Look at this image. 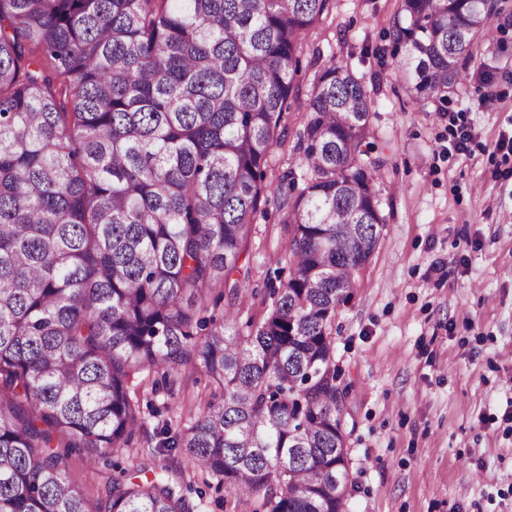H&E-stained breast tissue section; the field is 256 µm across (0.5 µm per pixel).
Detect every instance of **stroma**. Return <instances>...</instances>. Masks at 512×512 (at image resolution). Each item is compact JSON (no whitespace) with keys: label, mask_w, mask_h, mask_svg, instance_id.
Returning a JSON list of instances; mask_svg holds the SVG:
<instances>
[{"label":"stroma","mask_w":512,"mask_h":512,"mask_svg":"<svg viewBox=\"0 0 512 512\" xmlns=\"http://www.w3.org/2000/svg\"><path fill=\"white\" fill-rule=\"evenodd\" d=\"M400 0H331L304 36L299 91L287 101L283 138L266 182L299 168L308 90L330 57L366 78L371 127L386 145L378 174L385 227L332 320L334 357L350 386L348 457L359 490L349 512H512V0H497L494 34L468 65L469 83L445 105L410 100L391 53ZM495 100L481 102L482 93ZM464 150H457V142ZM293 227L267 206L239 261L238 325L261 320L268 288L288 273ZM191 372L172 398L140 391L142 405L169 403L186 422L209 398ZM157 420L146 416L128 449L88 460L65 455L93 501L146 454Z\"/></svg>","instance_id":"1"}]
</instances>
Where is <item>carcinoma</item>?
Here are the masks:
<instances>
[{
	"mask_svg": "<svg viewBox=\"0 0 512 512\" xmlns=\"http://www.w3.org/2000/svg\"><path fill=\"white\" fill-rule=\"evenodd\" d=\"M331 0H0V512H189L158 482L94 504L58 448H123L136 388L191 369L214 387L159 418L250 512H349L328 324L384 218L364 78L331 57L308 94L303 172L265 167L298 47ZM496 0H400L393 43L417 103L465 86ZM288 205L292 274L242 334L238 269L256 213Z\"/></svg>",
	"mask_w": 512,
	"mask_h": 512,
	"instance_id": "cac0c4a2",
	"label": "carcinoma"
}]
</instances>
